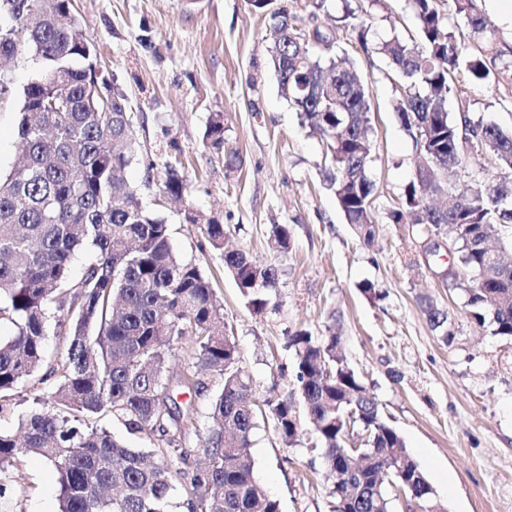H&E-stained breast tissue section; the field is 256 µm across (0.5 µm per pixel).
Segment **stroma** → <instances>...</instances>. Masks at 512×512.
<instances>
[{
    "mask_svg": "<svg viewBox=\"0 0 512 512\" xmlns=\"http://www.w3.org/2000/svg\"><path fill=\"white\" fill-rule=\"evenodd\" d=\"M73 8L104 73L128 100L138 154L126 178L143 204L166 218L177 255L211 277L238 345V367L256 397L299 401L289 336L337 335L341 354L372 389L447 512H512V338L471 322L467 271L448 283L434 276L435 267H458L457 253L424 260L420 227L390 221L416 168L413 141L394 111L401 80L379 54L362 51L344 20L349 13L365 19L372 44L407 37L417 31L408 0H269L261 10L250 0H74ZM282 12L299 29L328 33L369 89L374 244H364L346 223L324 178L330 161L322 141L279 92L267 46ZM5 69L1 172L20 152L19 94L36 65L23 50ZM458 81L461 94L449 96V111L463 103L472 121L512 130V71L484 83L463 75ZM218 113L224 116L220 149L203 143ZM228 150L237 152V168L225 167ZM167 161L178 164L187 181L184 202L169 200L147 178L149 163ZM187 207L223 224L228 246L276 267L277 285L263 313L249 309L219 252L198 225L186 223ZM276 224L290 232L288 253L272 247ZM367 282L375 295L362 291ZM424 297L447 311L452 344L429 325ZM198 380L199 393L177 388L173 394L194 410L185 444L199 458L222 377L202 371ZM311 437L302 426L289 446L271 415L257 419L255 477L281 512L335 510ZM7 481L10 512H57V476L42 458L25 457Z\"/></svg>",
    "mask_w": 512,
    "mask_h": 512,
    "instance_id": "obj_1",
    "label": "stroma"
}]
</instances>
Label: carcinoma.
<instances>
[{"label":"carcinoma","instance_id":"cac0c4a2","mask_svg":"<svg viewBox=\"0 0 512 512\" xmlns=\"http://www.w3.org/2000/svg\"><path fill=\"white\" fill-rule=\"evenodd\" d=\"M417 35H394L375 48L405 79L397 118L412 137L419 161L402 208L390 213L438 231L460 247V263L482 273L464 289L472 322L512 337V263L494 264L486 247L512 224L506 190L492 177L466 195L452 192L459 171L491 155L512 176V133L474 123L468 109L448 111L460 73L482 83L499 68H512L496 48V29L473 0H453L479 49L458 42L435 0H409ZM11 29H0V61L27 47L39 71L21 95V158L0 173V322L15 327L0 340V409L19 384L43 365L51 315L67 336L66 354L40 383L47 394L21 422L22 438L0 432V473L27 455L55 469L59 512H170L176 486L186 489V512H280L278 500L260 493L254 478L251 438L268 407L285 442L299 437L294 402L256 400L242 379L235 338L226 333L223 305L196 264L180 259L169 224L148 211L123 172L136 152L125 95L102 98L88 75L99 68L95 45L73 14L71 0H0ZM282 96L301 113L331 154L326 180L346 223L367 244L375 238L374 181L369 174L373 127L371 101L347 59L316 28L304 31L284 14L268 49ZM204 139L224 146V123L212 119ZM161 192L176 198L187 186L166 162ZM211 246L224 251V225L203 224ZM88 261L81 281L68 273L75 251ZM251 310L270 304L277 269L258 266L237 250L222 256ZM422 308L446 343L454 340L448 314L429 298ZM199 367L224 377L211 405L204 462L183 446L190 407L180 406L169 385L168 364L185 337ZM296 355L295 378L315 449L335 479V512H391L392 489L411 484L406 496L446 512L432 486L386 421L375 394L338 355V340L307 332L288 337ZM138 437L156 440L135 448L94 425L99 414ZM356 431L368 433L370 456L355 468L345 458Z\"/></svg>","mask_w":512,"mask_h":512}]
</instances>
